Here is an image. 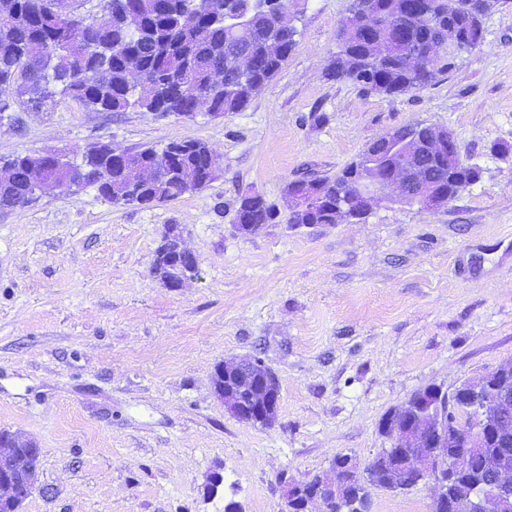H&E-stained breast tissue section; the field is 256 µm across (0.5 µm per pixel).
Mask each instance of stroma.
Listing matches in <instances>:
<instances>
[{
  "label": "stroma",
  "instance_id": "obj_1",
  "mask_svg": "<svg viewBox=\"0 0 512 512\" xmlns=\"http://www.w3.org/2000/svg\"><path fill=\"white\" fill-rule=\"evenodd\" d=\"M350 7L298 6L281 71L220 118L59 96L0 122L2 160L195 139L219 163L203 190L152 207L49 188L0 211V430L41 450L22 512H281L285 485L336 455L365 469L387 445L380 419L417 390L512 360V254L496 246L512 239V0L435 83L392 97L325 75ZM417 123L448 129L480 169L447 206L382 201L360 220L237 230L242 193L287 211L289 181L334 176ZM169 224L200 261L178 291L153 275ZM253 356L280 383L269 425L235 419L212 386L216 365ZM368 494L370 512H431L434 490Z\"/></svg>",
  "mask_w": 512,
  "mask_h": 512
}]
</instances>
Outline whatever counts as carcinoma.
<instances>
[{
  "mask_svg": "<svg viewBox=\"0 0 512 512\" xmlns=\"http://www.w3.org/2000/svg\"><path fill=\"white\" fill-rule=\"evenodd\" d=\"M100 15L62 11L60 0H0V121L17 105L40 110L58 95L96 112L138 108L161 115L192 112L198 106L226 114L241 110L282 69L297 30L282 28L267 0H104ZM404 0H355L338 32V47L328 68L332 79H351L363 90L391 96L432 84L449 68L440 31L449 30L460 52L482 41L476 0H418L415 11ZM248 70L242 71V58ZM222 76V84L212 79ZM156 169V183L138 193L126 172L136 162ZM315 180L323 197L335 202L351 170ZM218 158L201 140L171 142L124 158L110 143H100L81 161L53 164L47 156L17 154L4 163L0 206L23 208L25 198L44 182L66 190L94 188L114 204L154 206L204 189L216 176ZM433 182L450 199L476 182L480 170L446 162L428 166ZM307 224L336 223V208L306 212ZM275 206L258 193L240 196L237 224H273ZM498 455L467 452L448 442V462L458 468L448 498L467 499L476 481L498 467L512 470V385L506 407L495 419ZM410 454L394 448L388 463L367 468V482L393 489L398 465Z\"/></svg>",
  "mask_w": 512,
  "mask_h": 512,
  "instance_id": "cac0c4a2",
  "label": "carcinoma"
}]
</instances>
